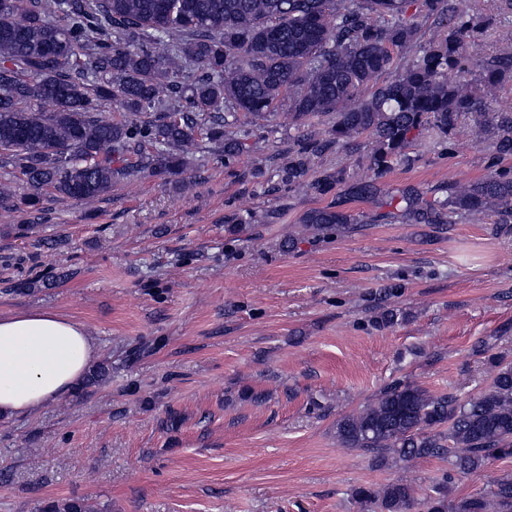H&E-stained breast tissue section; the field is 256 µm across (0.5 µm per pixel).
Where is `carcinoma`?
<instances>
[{
    "label": "carcinoma",
    "instance_id": "obj_1",
    "mask_svg": "<svg viewBox=\"0 0 512 512\" xmlns=\"http://www.w3.org/2000/svg\"><path fill=\"white\" fill-rule=\"evenodd\" d=\"M410 10L455 12L462 21L423 41ZM480 24L466 0H0V166L18 170L28 185L19 197L0 181V204L37 210L46 190L94 203L129 173L115 160L135 154L141 171L175 177L204 140L233 162L244 148L240 117L265 118L285 92L296 125L332 117L324 134L307 133L288 150L279 177L291 187L304 184L313 157L363 137L380 174L405 158L424 127L446 138L467 112L485 117L498 154L512 155V113L485 114V101L512 82V56L477 58L472 36ZM407 49L415 60L379 81ZM472 71L466 91L448 80ZM162 87L175 109H163ZM333 182L345 196L376 201L377 210L310 209L299 223L316 235L395 221L437 227L480 215L512 224L506 173L450 181L438 200L411 186L390 191L375 179L348 183L340 171L324 174L316 188ZM405 318L387 307L371 323L381 329ZM491 363V383L475 394H433L394 381L336 420L337 441L377 467L448 458V471L423 497L403 479L354 488L366 512H512V478L498 480L487 497L448 500L455 476L512 456V362ZM109 375V366L97 365L78 393ZM41 512L89 507L75 498L48 501Z\"/></svg>",
    "mask_w": 512,
    "mask_h": 512
}]
</instances>
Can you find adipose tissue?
Listing matches in <instances>:
<instances>
[{
    "label": "adipose tissue",
    "instance_id": "adipose-tissue-1",
    "mask_svg": "<svg viewBox=\"0 0 512 512\" xmlns=\"http://www.w3.org/2000/svg\"><path fill=\"white\" fill-rule=\"evenodd\" d=\"M85 326L52 310L0 316V417L62 401L98 358Z\"/></svg>",
    "mask_w": 512,
    "mask_h": 512
}]
</instances>
